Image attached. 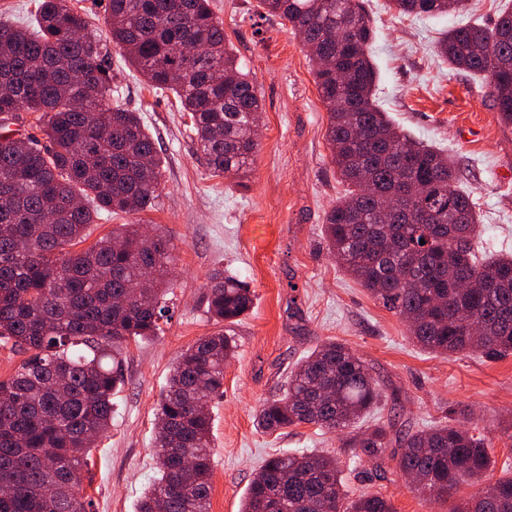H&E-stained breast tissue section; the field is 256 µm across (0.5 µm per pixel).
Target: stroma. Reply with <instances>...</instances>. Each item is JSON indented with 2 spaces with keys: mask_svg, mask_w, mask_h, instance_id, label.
<instances>
[{
  "mask_svg": "<svg viewBox=\"0 0 512 512\" xmlns=\"http://www.w3.org/2000/svg\"><path fill=\"white\" fill-rule=\"evenodd\" d=\"M469 13L436 20L401 15L390 0H365L375 29L370 54L380 77L378 101L413 138L453 155L458 189L477 204L478 257L512 254V126L501 123L482 79L450 68L435 52L441 32L466 23L490 26L506 0H471ZM224 36L256 85L263 112L260 146L246 187L212 175L196 152L190 120L171 92L148 87L119 51L110 62L126 107L139 111L162 151L161 195L153 209L101 214L89 241L119 224H145L175 247L166 317L155 336L123 351L124 383L114 397L112 426L92 452V482L83 493L92 512H137L156 475L154 413L181 352L217 326L207 311V278L223 269L255 292L251 311L231 325L234 358L224 393L212 402V489L209 512H240L259 466L272 456L309 448L339 459L346 433L312 425L273 434L258 428L256 410L281 394L296 363L322 342L345 343L368 367L385 402L368 424L418 430L468 415L491 448L490 479L512 476V355L497 361L420 348L406 323L385 308L327 250V211L348 189L331 162L327 110L312 66L287 22L258 0H211ZM353 493L389 499L396 512H450L472 486L433 503L395 469L362 463L343 470Z\"/></svg>",
  "mask_w": 512,
  "mask_h": 512,
  "instance_id": "stroma-1",
  "label": "stroma"
}]
</instances>
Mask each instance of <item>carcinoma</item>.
<instances>
[{
  "label": "carcinoma",
  "mask_w": 512,
  "mask_h": 512,
  "mask_svg": "<svg viewBox=\"0 0 512 512\" xmlns=\"http://www.w3.org/2000/svg\"><path fill=\"white\" fill-rule=\"evenodd\" d=\"M404 15L462 14L468 0H391ZM299 35L328 113L332 162L350 185L326 213L324 234L342 269L409 321L436 353H512V257L480 263L471 193L455 188L452 158L413 140L381 111L369 55L374 31L360 0H260ZM112 45L146 83L175 95L206 167L242 179L253 168L262 104L224 40L210 0H107ZM438 55L490 87L512 125V7L492 28L452 27ZM108 50L67 0H40L31 23H0V342L30 356L0 381V512H89L80 494L97 439L112 425L123 384L122 350L154 335L166 314L173 245L120 224L88 249L102 211L138 214L159 197L162 160L139 113L112 102ZM36 116L44 139L27 144L5 126ZM400 206L385 212L386 200ZM208 312L230 326L253 307L250 284L215 270ZM236 345L223 329L200 337L173 365L157 409L158 477L138 512H208L212 417ZM384 391L364 362L334 340L291 371L265 401L269 433L313 425L357 426ZM376 423L345 441L348 465L366 459L446 499L476 487L453 512H512V477L482 485L492 464L484 438L465 425L391 436ZM339 462L315 451L267 459L240 512H395L380 495L350 496Z\"/></svg>",
  "instance_id": "obj_1"
}]
</instances>
